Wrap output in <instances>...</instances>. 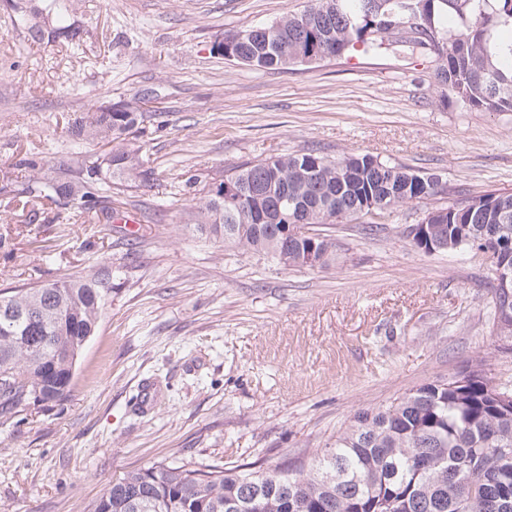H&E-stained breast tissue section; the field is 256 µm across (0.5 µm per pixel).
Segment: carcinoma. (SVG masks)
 I'll return each mask as SVG.
<instances>
[{
  "mask_svg": "<svg viewBox=\"0 0 512 512\" xmlns=\"http://www.w3.org/2000/svg\"><path fill=\"white\" fill-rule=\"evenodd\" d=\"M69 36L63 0H45ZM428 35L416 36L405 15L385 13L376 0H311L306 9L326 18L297 39L304 15L282 18L263 30L241 31L227 51L257 69L292 67L340 57L356 47L396 45L433 59L438 83L466 108L512 112V0H410ZM146 113L140 99L108 112L91 104L74 118L69 134L112 145L107 153L73 152L55 169L34 158L16 194L22 207L45 200L73 203L87 224H109L112 186L148 182L153 171L134 150L122 147L139 131ZM362 172L342 160L289 153L247 162L224 175L263 195L288 190L307 207L308 223L331 224L337 212L382 216L388 209L434 196L439 184L425 175L372 155L358 156ZM335 191L332 198L328 190ZM448 222L434 235L448 250L479 249L491 266L512 265V193L491 192L446 207ZM198 213L224 247L263 256L288 269L304 267L316 248L327 265L336 256L327 236L284 233L287 221L259 224L253 211L228 212L217 197L199 198ZM112 293V275L101 268L85 277L56 280L0 294V303L36 315L0 311V413L29 405L33 393L64 400L73 379L79 337L92 334ZM512 386L494 385L480 370L461 381L436 380L377 409H360L350 425L310 462L289 460L277 470L251 464L230 468L191 463L130 471L115 480L87 512H512V408L501 396Z\"/></svg>",
  "mask_w": 512,
  "mask_h": 512,
  "instance_id": "carcinoma-1",
  "label": "carcinoma"
}]
</instances>
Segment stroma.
<instances>
[{"label": "stroma", "mask_w": 512, "mask_h": 512, "mask_svg": "<svg viewBox=\"0 0 512 512\" xmlns=\"http://www.w3.org/2000/svg\"><path fill=\"white\" fill-rule=\"evenodd\" d=\"M63 46L42 0H0V290L108 264L112 294L53 407L0 418V512H86L113 478L190 459H310L354 413L482 367L512 381L490 262L428 255L408 236L433 209L512 193V112L461 107L430 58L360 51L259 71L217 37L302 13L310 0H65ZM143 98L131 138L149 182L113 192L134 217L86 228L64 203L8 206L37 148L58 165L69 121L95 101ZM369 154L438 178L439 194L366 232L328 226L336 261L284 269L194 231L196 200L226 171L295 152Z\"/></svg>", "instance_id": "1"}]
</instances>
